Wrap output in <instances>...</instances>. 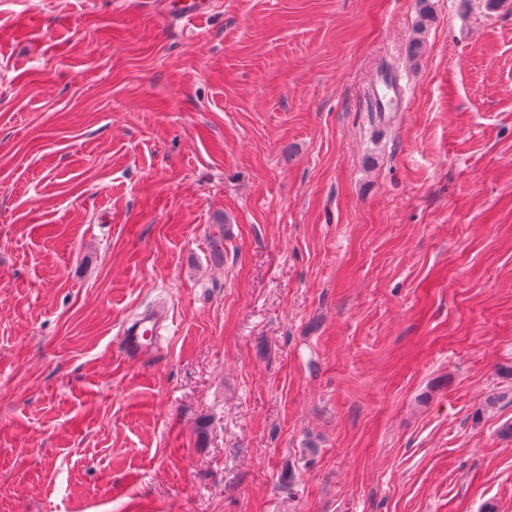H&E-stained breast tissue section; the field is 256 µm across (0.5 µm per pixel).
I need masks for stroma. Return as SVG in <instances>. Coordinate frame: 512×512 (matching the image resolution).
<instances>
[{
    "label": "stroma",
    "instance_id": "stroma-1",
    "mask_svg": "<svg viewBox=\"0 0 512 512\" xmlns=\"http://www.w3.org/2000/svg\"><path fill=\"white\" fill-rule=\"evenodd\" d=\"M510 391L512 0H0V512H512ZM367 96L370 111L385 116L386 112L399 111L405 99V90L399 81L385 72H380L372 80ZM167 321L162 311L146 313L122 330L119 340L121 352L128 358H138L157 347V339Z\"/></svg>",
    "mask_w": 512,
    "mask_h": 512
}]
</instances>
